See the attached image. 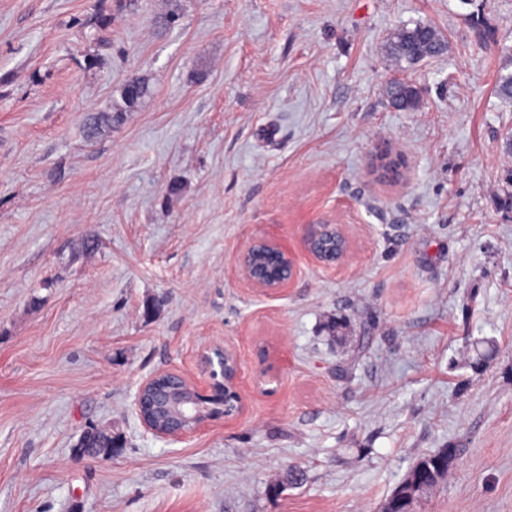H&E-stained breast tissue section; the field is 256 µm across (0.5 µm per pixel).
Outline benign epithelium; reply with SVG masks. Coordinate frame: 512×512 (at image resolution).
I'll return each instance as SVG.
<instances>
[{
    "instance_id": "obj_1",
    "label": "benign epithelium",
    "mask_w": 512,
    "mask_h": 512,
    "mask_svg": "<svg viewBox=\"0 0 512 512\" xmlns=\"http://www.w3.org/2000/svg\"><path fill=\"white\" fill-rule=\"evenodd\" d=\"M304 249L319 265L341 264L350 251V240L337 224H310ZM240 275L264 295H275L296 277V255L278 240L251 237L237 256ZM200 364L208 374L201 385L178 370L158 371L140 385L135 406L143 428L153 435L182 440L217 419H234L244 409L240 391L241 359L226 344L205 348Z\"/></svg>"
}]
</instances>
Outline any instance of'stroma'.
Instances as JSON below:
<instances>
[{
	"label": "stroma",
	"mask_w": 512,
	"mask_h": 512,
	"mask_svg": "<svg viewBox=\"0 0 512 512\" xmlns=\"http://www.w3.org/2000/svg\"><path fill=\"white\" fill-rule=\"evenodd\" d=\"M418 23L448 50L405 69ZM509 64L512 0H0V512H384L448 446L416 512H512ZM255 235L298 257L278 295L236 266ZM222 342L243 414L146 432L141 382ZM92 427L123 452L78 457ZM389 50L398 62L412 66L425 58L445 53L447 45L434 28L418 23L396 29L391 35ZM387 95L390 103L398 110H416L420 105L418 87L405 79L390 82ZM323 234H330L336 240L335 252L330 253L328 256H324L321 252L320 240ZM350 247L348 236L338 224L320 223L311 224L307 227L304 249L321 266L332 267L341 264L348 256ZM456 456L454 448H444L420 459L395 487L385 510L413 512L416 504L443 478Z\"/></svg>",
	"instance_id": "obj_1"
}]
</instances>
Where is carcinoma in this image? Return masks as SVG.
Masks as SVG:
<instances>
[{"mask_svg":"<svg viewBox=\"0 0 512 512\" xmlns=\"http://www.w3.org/2000/svg\"><path fill=\"white\" fill-rule=\"evenodd\" d=\"M391 55L399 62L410 66L419 61L439 56L446 52L447 45L434 28L418 23L413 27L402 26L391 35ZM147 92L145 82L131 78L124 86V98L139 99ZM390 103L399 110H415L420 105L418 87L408 80L400 79L387 86ZM118 438L106 430H93L81 441L78 451L93 459L112 457ZM456 456L453 448H444L420 459L408 475L395 487L386 503L387 512H414L416 504L443 478Z\"/></svg>","mask_w":512,"mask_h":512,"instance_id":"obj_1","label":"carcinoma"}]
</instances>
